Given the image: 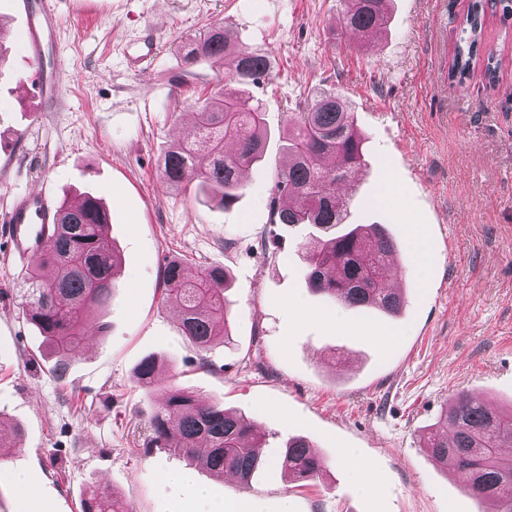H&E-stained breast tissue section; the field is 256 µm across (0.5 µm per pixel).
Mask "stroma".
<instances>
[{
  "label": "stroma",
  "instance_id": "1",
  "mask_svg": "<svg viewBox=\"0 0 512 512\" xmlns=\"http://www.w3.org/2000/svg\"><path fill=\"white\" fill-rule=\"evenodd\" d=\"M38 2L0 0L11 32L0 67V214L34 186L56 204L93 194L112 211L122 265L110 303L87 314L97 335L60 381L22 315L26 276L0 236V416L20 430L0 459V512H23L18 473L44 512H80L93 486L128 512H200L163 481L190 460L143 445L155 400L134 369L148 357L161 386L260 425L266 459L303 436L326 463L316 481L265 468L246 488L198 470L214 500L255 497L265 512L286 500L292 512H483L420 436L458 392L512 403V36L488 30L502 56L489 92L481 78L461 87L446 75L468 0H392L386 31L365 44L344 28L343 0H60L43 62L60 76V99L45 106L17 92L34 74L21 51L23 7ZM151 24L161 53L145 76L121 49ZM213 24L271 59L270 76L248 87L264 114L265 157L227 209L159 178L165 151L191 127L189 103L209 95L218 73L208 61L185 66L180 42ZM321 88L342 95L365 137L368 165L347 221L386 225L399 244L407 303L395 318L311 293L299 251L307 229L270 221L288 117ZM181 256L233 278L231 334L204 353L163 291V266Z\"/></svg>",
  "mask_w": 512,
  "mask_h": 512
}]
</instances>
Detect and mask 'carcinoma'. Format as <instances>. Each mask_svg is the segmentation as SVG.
<instances>
[{"label": "carcinoma", "instance_id": "1", "mask_svg": "<svg viewBox=\"0 0 512 512\" xmlns=\"http://www.w3.org/2000/svg\"><path fill=\"white\" fill-rule=\"evenodd\" d=\"M343 2L346 29L371 36L387 26L389 0ZM495 18L503 24L512 18V0H469L448 58V81L464 85L479 75L486 89H496L501 60L485 45V32ZM182 50L186 65L209 60L222 73L218 90L196 103L191 132L164 153L161 180L168 188H190L227 207L243 189L240 172L265 152L263 112L249 102L245 86L270 73V59L234 46L222 26L186 39ZM365 166L354 113L335 92L316 93L305 111L293 113L288 163L271 188V219L319 230L305 247L304 277L311 292L348 310L395 316L405 306L386 288L387 267L398 253L395 240L382 224L345 223L350 197L343 185ZM119 260L90 203L75 209L64 201L57 207L56 223L45 225L43 247L30 265L22 294V312L50 347L58 376L66 374L91 329L87 310L111 298ZM162 281L165 294L179 301L184 336L199 352L228 336V269L206 267L192 275L188 262L178 258L165 264ZM158 368L156 359L142 360L134 374L137 383L155 389ZM265 438L264 431L223 406L172 386L162 391L150 417L147 445L177 448L203 468L231 473L248 486L257 470L269 466L260 453ZM423 447L435 464H451L473 497L495 501L498 512H512V457L501 454L512 448V407L498 410L461 392L424 434ZM278 464L300 481L324 471L322 460L301 437L288 439ZM81 509L127 512L105 487L88 490Z\"/></svg>", "mask_w": 512, "mask_h": 512}]
</instances>
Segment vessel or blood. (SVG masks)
<instances>
[{"instance_id":"b4317fda","label":"vessel or blood","mask_w":512,"mask_h":512,"mask_svg":"<svg viewBox=\"0 0 512 512\" xmlns=\"http://www.w3.org/2000/svg\"><path fill=\"white\" fill-rule=\"evenodd\" d=\"M57 3L58 0H40L38 21L27 24L26 51L30 62L37 67L35 83L42 96L47 93V77L39 65L45 55V34L54 33L61 23ZM158 50L157 40L148 36L125 45L122 53L131 68L145 71L155 61ZM55 217V207L42 189L17 196L5 214L0 215V232L11 241L19 266H27L32 261L36 250L33 240L39 226L53 223Z\"/></svg>"}]
</instances>
